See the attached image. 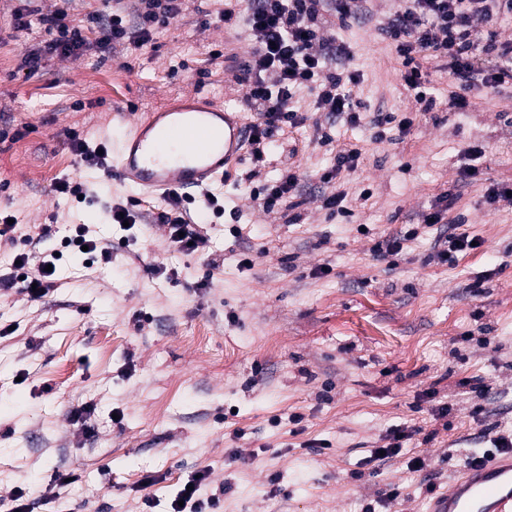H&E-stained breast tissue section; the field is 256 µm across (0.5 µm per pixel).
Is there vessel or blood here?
Wrapping results in <instances>:
<instances>
[{
  "mask_svg": "<svg viewBox=\"0 0 512 512\" xmlns=\"http://www.w3.org/2000/svg\"><path fill=\"white\" fill-rule=\"evenodd\" d=\"M246 139L238 109L197 96L132 124L113 147L108 172L142 193L202 192L223 177ZM428 512H512V452L463 470L430 501Z\"/></svg>",
  "mask_w": 512,
  "mask_h": 512,
  "instance_id": "1",
  "label": "vessel or blood"
}]
</instances>
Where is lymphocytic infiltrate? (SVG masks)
Instances as JSON below:
<instances>
[{"mask_svg": "<svg viewBox=\"0 0 512 512\" xmlns=\"http://www.w3.org/2000/svg\"><path fill=\"white\" fill-rule=\"evenodd\" d=\"M75 0H59L43 12L39 0H17L0 14V25L22 35L40 30L38 48L25 51L20 68L35 74L46 56H80L93 44L125 46L142 51L154 44L159 27L181 17L186 0H101V8L75 24ZM369 0H229L218 18L225 29L244 31L249 46L234 80L240 105L255 113L247 138L253 167L246 179L253 183L250 199L264 214H285L300 205V176L290 163L298 148L284 136L285 128L303 125L310 113L339 120L351 128L370 127L373 141L386 139L388 130L406 136L411 119L389 112H370L357 100L359 70L350 62L354 50L339 30L368 13ZM512 18V0H397L382 25L381 39L394 45L400 75L419 111L438 106L431 74L424 61L440 59L448 65V83L455 91L449 107L466 108L467 93L500 89L512 83V36L502 24ZM97 40H89V32ZM285 158L281 175L269 180L266 171L270 146ZM186 198L174 195L163 205H148L145 217L163 225L172 247L186 254H207V238L194 225ZM209 469H200L179 487L168 512H220L223 489L208 492Z\"/></svg>", "mask_w": 512, "mask_h": 512, "instance_id": "lymphocytic-infiltrate-1", "label": "lymphocytic infiltrate"}]
</instances>
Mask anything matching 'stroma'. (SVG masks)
Wrapping results in <instances>:
<instances>
[{
  "label": "stroma",
  "mask_w": 512,
  "mask_h": 512,
  "mask_svg": "<svg viewBox=\"0 0 512 512\" xmlns=\"http://www.w3.org/2000/svg\"><path fill=\"white\" fill-rule=\"evenodd\" d=\"M196 7L188 0L160 29L156 51L53 58L31 77L18 71L24 46L0 39V131L16 136L0 151V211L20 222L15 247L0 249V274L12 273L15 253L51 252L76 224L112 249L111 263L90 267L65 253L41 299L0 295V512L15 489H40L65 470L80 481L34 512H142L146 493L166 512L201 468L226 485L223 512H422L469 456L490 450L488 428L512 430V205L485 201L490 183L512 184V87L471 95L457 111L444 105L447 72H437V109L416 111L394 48L377 35L393 0H373L369 20L341 33L363 75L357 96L369 111L411 117L410 133L376 143L368 129L336 124L339 144L361 149L362 172L324 184L330 153L312 125L292 130L307 199L291 223L252 209V160L242 154L210 187L223 218L199 226L213 266L174 251L159 225L111 228V205L135 192L79 163L67 138L117 141L125 112L145 120L195 94L236 104L232 74L208 52L243 58L247 43L222 24L203 26ZM474 142L487 147L483 175L464 183ZM58 178L85 199L55 195ZM366 187L372 195L360 199ZM338 190L350 217L321 206ZM445 192L456 197L448 221L480 248L439 262L431 230L391 260L376 256L378 241L420 224ZM49 223L55 236L38 239ZM319 265L328 274H315ZM472 379L487 396L471 391ZM443 403L447 415H433ZM86 404L80 435L71 415ZM293 413L305 417L302 434L291 432ZM403 423L419 432L402 455L365 464ZM313 439L326 449H306ZM415 457L426 469L411 467ZM392 489L398 497L382 501Z\"/></svg>",
  "instance_id": "obj_1"
}]
</instances>
